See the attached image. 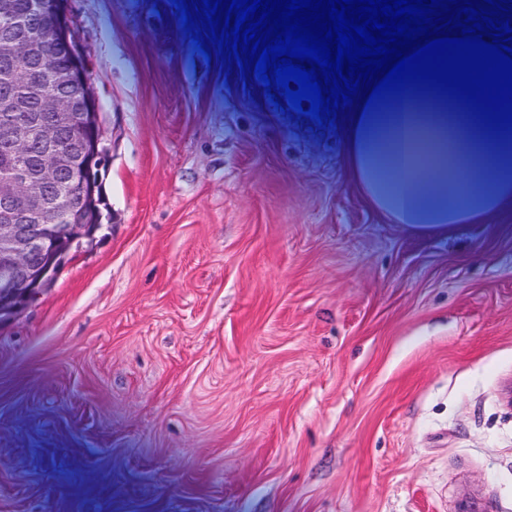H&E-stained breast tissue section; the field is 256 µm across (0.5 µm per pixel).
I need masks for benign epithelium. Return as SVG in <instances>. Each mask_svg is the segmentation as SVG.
Segmentation results:
<instances>
[{
	"mask_svg": "<svg viewBox=\"0 0 512 512\" xmlns=\"http://www.w3.org/2000/svg\"><path fill=\"white\" fill-rule=\"evenodd\" d=\"M67 3L31 0L27 17L0 16V63L14 86L0 94V146L14 159L0 176V321L50 288L74 247L93 243L106 202L95 176L109 160L101 105ZM56 55L68 65L54 67Z\"/></svg>",
	"mask_w": 512,
	"mask_h": 512,
	"instance_id": "7a95c632",
	"label": "benign epithelium"
}]
</instances>
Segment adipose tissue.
<instances>
[{
    "instance_id": "ef3b65f1",
    "label": "adipose tissue",
    "mask_w": 512,
    "mask_h": 512,
    "mask_svg": "<svg viewBox=\"0 0 512 512\" xmlns=\"http://www.w3.org/2000/svg\"><path fill=\"white\" fill-rule=\"evenodd\" d=\"M346 165L394 224H484L512 205V137L491 139L456 104L409 94L350 126Z\"/></svg>"
}]
</instances>
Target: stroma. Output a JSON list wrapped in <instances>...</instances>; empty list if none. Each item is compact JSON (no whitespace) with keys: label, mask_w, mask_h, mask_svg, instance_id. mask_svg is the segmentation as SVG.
Masks as SVG:
<instances>
[{"label":"stroma","mask_w":512,"mask_h":512,"mask_svg":"<svg viewBox=\"0 0 512 512\" xmlns=\"http://www.w3.org/2000/svg\"><path fill=\"white\" fill-rule=\"evenodd\" d=\"M68 9L110 220L0 323V512H512V209L388 223L170 0Z\"/></svg>","instance_id":"obj_1"}]
</instances>
